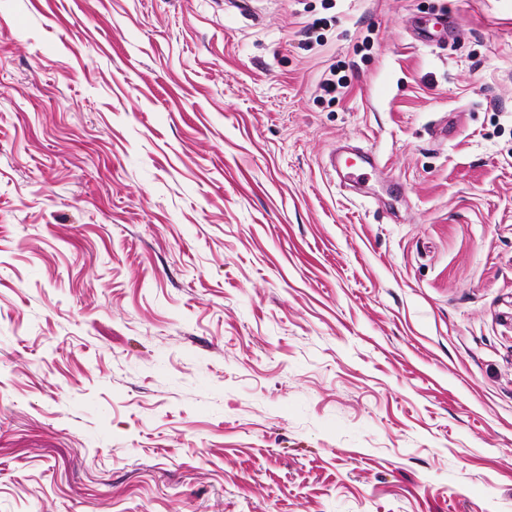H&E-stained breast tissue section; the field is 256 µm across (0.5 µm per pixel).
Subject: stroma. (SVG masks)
<instances>
[{
	"instance_id": "1",
	"label": "stroma",
	"mask_w": 512,
	"mask_h": 512,
	"mask_svg": "<svg viewBox=\"0 0 512 512\" xmlns=\"http://www.w3.org/2000/svg\"><path fill=\"white\" fill-rule=\"evenodd\" d=\"M37 507L512 512V0H0Z\"/></svg>"
}]
</instances>
